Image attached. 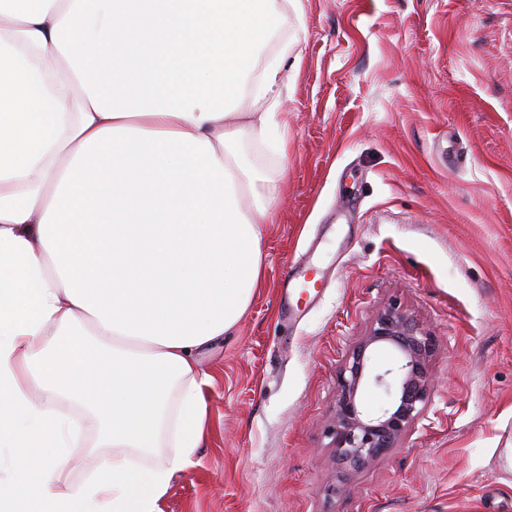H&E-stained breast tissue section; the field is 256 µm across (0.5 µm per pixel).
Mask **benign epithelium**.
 Returning a JSON list of instances; mask_svg holds the SVG:
<instances>
[{"mask_svg":"<svg viewBox=\"0 0 512 512\" xmlns=\"http://www.w3.org/2000/svg\"><path fill=\"white\" fill-rule=\"evenodd\" d=\"M386 345L395 353L386 368L371 365L372 349ZM432 337L397 307L378 310L367 334L352 348L336 380L334 418L329 426L336 464L362 468L397 446L419 419L429 398ZM369 385L383 388L390 406L369 418L360 393Z\"/></svg>","mask_w":512,"mask_h":512,"instance_id":"obj_1","label":"benign epithelium"}]
</instances>
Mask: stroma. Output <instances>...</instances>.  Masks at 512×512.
Wrapping results in <instances>:
<instances>
[{
    "instance_id": "1",
    "label": "stroma",
    "mask_w": 512,
    "mask_h": 512,
    "mask_svg": "<svg viewBox=\"0 0 512 512\" xmlns=\"http://www.w3.org/2000/svg\"><path fill=\"white\" fill-rule=\"evenodd\" d=\"M301 4L276 46L288 156L247 147L286 171L264 283L201 360L206 439L160 512H512V0ZM389 305L435 339L429 404L341 474L336 374Z\"/></svg>"
}]
</instances>
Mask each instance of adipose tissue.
I'll list each match as a JSON object with an SVG mask.
<instances>
[{
    "label": "adipose tissue",
    "instance_id": "obj_1",
    "mask_svg": "<svg viewBox=\"0 0 512 512\" xmlns=\"http://www.w3.org/2000/svg\"><path fill=\"white\" fill-rule=\"evenodd\" d=\"M300 0H0V512H159L263 280ZM97 426L87 479L71 451ZM157 454L137 462L135 451Z\"/></svg>",
    "mask_w": 512,
    "mask_h": 512
}]
</instances>
